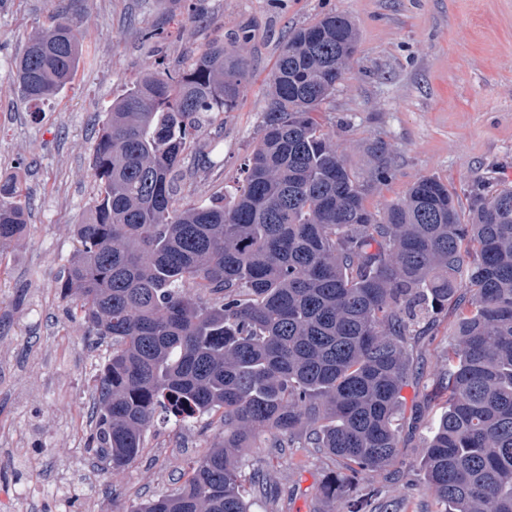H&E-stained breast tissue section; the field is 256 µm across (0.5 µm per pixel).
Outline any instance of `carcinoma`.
Segmentation results:
<instances>
[{
  "instance_id": "1",
  "label": "carcinoma",
  "mask_w": 512,
  "mask_h": 512,
  "mask_svg": "<svg viewBox=\"0 0 512 512\" xmlns=\"http://www.w3.org/2000/svg\"><path fill=\"white\" fill-rule=\"evenodd\" d=\"M357 31L342 12L294 30L270 85L263 132L234 193L175 206L191 131L236 110L245 57L213 42L186 71H148L105 113L92 170L98 193L61 288L112 354L93 403L91 452L120 472L155 413H221L224 437L172 493L132 512H249L244 452L271 433L303 438L343 470L321 486L324 512H374L352 496L399 447L411 306L453 304L447 410L421 462L439 512H512V189L458 196L422 176L381 212L346 168L319 113L351 73ZM79 26L64 13L18 64L35 104L72 82ZM19 182L0 179V244L28 221Z\"/></svg>"
}]
</instances>
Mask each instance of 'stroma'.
<instances>
[{
	"label": "stroma",
	"instance_id": "stroma-1",
	"mask_svg": "<svg viewBox=\"0 0 512 512\" xmlns=\"http://www.w3.org/2000/svg\"><path fill=\"white\" fill-rule=\"evenodd\" d=\"M81 20L82 58L70 86L32 105L17 64L29 38L58 9ZM342 12L358 32L352 73L320 118L373 211L404 197L419 177L447 183L461 204L491 181L512 186V0H0V176L25 188L23 233L0 246V512L26 498L28 512H130L177 488L189 464L222 437L218 415L183 426L158 422L137 460L112 473L89 451L91 407L109 341H89L60 280L97 194L92 159L116 98L147 69L187 67L214 40L243 54L250 80L235 111L213 116L188 140L180 206H209L230 191L262 133L269 79L281 43L324 14ZM153 38H145V31ZM212 167L199 172L196 156ZM386 179H377L380 169ZM451 314L419 316L402 390L398 455L362 475L354 495L388 512H436L420 471L428 426L442 408L432 392L446 367ZM261 463L266 495L251 512H323L319 487L340 471L321 448L246 453Z\"/></svg>",
	"mask_w": 512,
	"mask_h": 512
}]
</instances>
